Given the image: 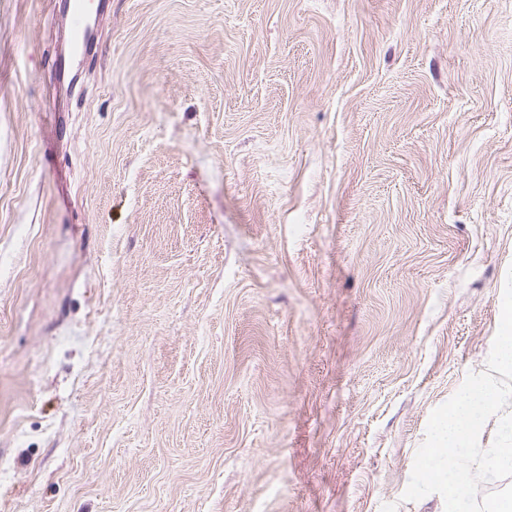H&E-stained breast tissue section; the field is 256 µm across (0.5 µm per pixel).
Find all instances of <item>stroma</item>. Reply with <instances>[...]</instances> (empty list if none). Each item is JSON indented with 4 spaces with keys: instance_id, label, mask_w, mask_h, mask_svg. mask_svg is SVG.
<instances>
[{
    "instance_id": "1",
    "label": "stroma",
    "mask_w": 512,
    "mask_h": 512,
    "mask_svg": "<svg viewBox=\"0 0 512 512\" xmlns=\"http://www.w3.org/2000/svg\"><path fill=\"white\" fill-rule=\"evenodd\" d=\"M0 0V512H442L512 269V0ZM67 12L73 37L74 56H84L94 43V38L90 39L88 35V4L85 0H70Z\"/></svg>"
}]
</instances>
